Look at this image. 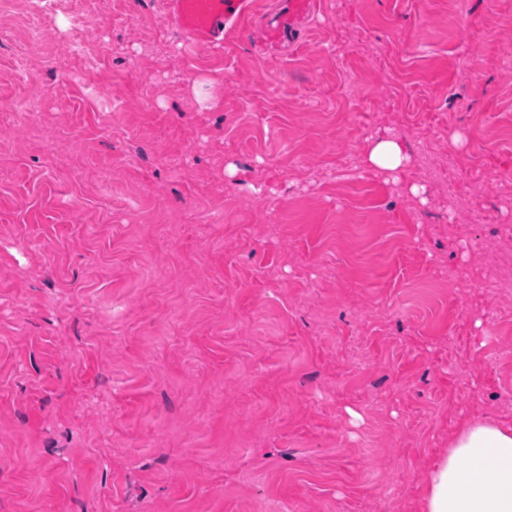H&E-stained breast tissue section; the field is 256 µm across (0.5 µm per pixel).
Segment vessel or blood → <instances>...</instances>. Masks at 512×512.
Segmentation results:
<instances>
[{
    "label": "vessel or blood",
    "instance_id": "b4317fda",
    "mask_svg": "<svg viewBox=\"0 0 512 512\" xmlns=\"http://www.w3.org/2000/svg\"><path fill=\"white\" fill-rule=\"evenodd\" d=\"M312 6V0H286L274 25L267 29L268 41L276 42L284 32L295 30ZM171 12L194 41L210 44L251 16L252 0H171Z\"/></svg>",
    "mask_w": 512,
    "mask_h": 512
}]
</instances>
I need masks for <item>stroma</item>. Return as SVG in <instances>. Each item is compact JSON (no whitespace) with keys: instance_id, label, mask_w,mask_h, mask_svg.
<instances>
[{"instance_id":"obj_1","label":"stroma","mask_w":512,"mask_h":512,"mask_svg":"<svg viewBox=\"0 0 512 512\" xmlns=\"http://www.w3.org/2000/svg\"><path fill=\"white\" fill-rule=\"evenodd\" d=\"M252 27L0 0V512H416L463 418L512 421V0ZM365 165L383 173L398 174L409 162L402 142L390 136L376 137L364 154Z\"/></svg>"}]
</instances>
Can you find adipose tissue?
Returning <instances> with one entry per match:
<instances>
[{
    "label": "adipose tissue",
    "instance_id": "ef3b65f1",
    "mask_svg": "<svg viewBox=\"0 0 512 512\" xmlns=\"http://www.w3.org/2000/svg\"><path fill=\"white\" fill-rule=\"evenodd\" d=\"M370 169L400 173L409 162L400 141L376 137L364 154ZM420 512H512V423L468 418L425 472Z\"/></svg>",
    "mask_w": 512,
    "mask_h": 512
}]
</instances>
